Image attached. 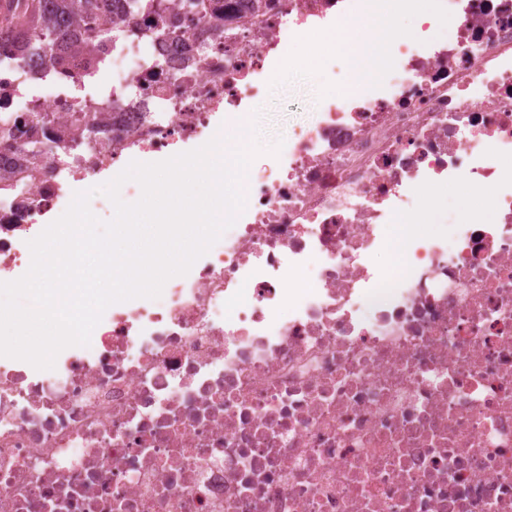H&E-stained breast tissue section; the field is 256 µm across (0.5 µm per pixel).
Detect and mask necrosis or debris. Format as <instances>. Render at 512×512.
Returning a JSON list of instances; mask_svg holds the SVG:
<instances>
[{
    "label": "necrosis or debris",
    "mask_w": 512,
    "mask_h": 512,
    "mask_svg": "<svg viewBox=\"0 0 512 512\" xmlns=\"http://www.w3.org/2000/svg\"><path fill=\"white\" fill-rule=\"evenodd\" d=\"M365 2L116 9L90 72L38 77L0 44V282L39 217L235 128ZM402 2L415 35L378 78L328 59L356 95L250 171L186 275L108 307L54 369L0 356V512H512V0ZM450 189L491 219L393 239Z\"/></svg>",
    "instance_id": "necrosis-or-debris-1"
}]
</instances>
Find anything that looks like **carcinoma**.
<instances>
[{
	"label": "carcinoma",
	"mask_w": 512,
	"mask_h": 512,
	"mask_svg": "<svg viewBox=\"0 0 512 512\" xmlns=\"http://www.w3.org/2000/svg\"><path fill=\"white\" fill-rule=\"evenodd\" d=\"M22 13L0 23V42L17 45L21 56L33 49L41 50L37 64L45 71L73 66L89 71L97 61L87 55L85 45L90 41L112 39V30L94 25L82 28L103 12H112L115 0H24Z\"/></svg>",
	"instance_id": "1"
}]
</instances>
